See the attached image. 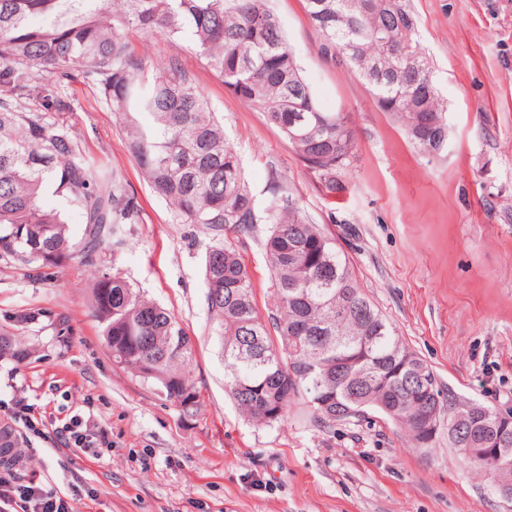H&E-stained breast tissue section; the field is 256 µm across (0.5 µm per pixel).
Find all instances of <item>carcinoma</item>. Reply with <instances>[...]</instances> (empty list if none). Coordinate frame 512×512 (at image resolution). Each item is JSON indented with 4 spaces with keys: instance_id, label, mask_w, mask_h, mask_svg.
Wrapping results in <instances>:
<instances>
[{
    "instance_id": "obj_1",
    "label": "carcinoma",
    "mask_w": 512,
    "mask_h": 512,
    "mask_svg": "<svg viewBox=\"0 0 512 512\" xmlns=\"http://www.w3.org/2000/svg\"><path fill=\"white\" fill-rule=\"evenodd\" d=\"M320 51L341 58L367 83L419 150L447 133L445 106L417 39L409 0H305ZM185 40L245 107L288 140L336 191L354 152L345 112L322 108L268 0H0V256L32 276L68 259L77 244L60 213L42 206L46 189L81 211L82 256L94 263L107 238L122 243L140 209L123 174L86 155L81 132L59 123L71 109L60 92L74 75L95 89L126 132L128 151L176 224L210 235L203 261L210 334L221 344L224 380L238 410L255 423L287 418L301 397L320 424L356 421L374 410L426 448L424 421L454 416L448 443L476 471L512 484V426L501 411L445 390L359 288L334 238L303 214L269 172L270 196L256 200L224 123L176 62L149 68L133 37ZM263 241L272 274L266 314L251 273L224 232ZM93 309L112 357L193 417L199 395L189 376L193 340L166 309L123 277L101 271ZM26 355L0 333V357ZM498 448L492 461L469 448Z\"/></svg>"
}]
</instances>
